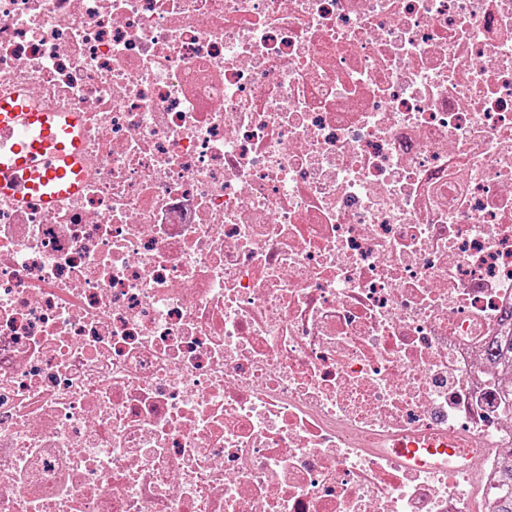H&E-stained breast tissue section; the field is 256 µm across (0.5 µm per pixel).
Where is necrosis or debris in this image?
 <instances>
[{
	"label": "necrosis or debris",
	"mask_w": 512,
	"mask_h": 512,
	"mask_svg": "<svg viewBox=\"0 0 512 512\" xmlns=\"http://www.w3.org/2000/svg\"><path fill=\"white\" fill-rule=\"evenodd\" d=\"M21 88L86 178L0 200V512H494L512 0H0Z\"/></svg>",
	"instance_id": "4bbe7bcc"
}]
</instances>
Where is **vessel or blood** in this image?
Returning a JSON list of instances; mask_svg holds the SVG:
<instances>
[{"label": "vessel or blood", "mask_w": 512, "mask_h": 512, "mask_svg": "<svg viewBox=\"0 0 512 512\" xmlns=\"http://www.w3.org/2000/svg\"><path fill=\"white\" fill-rule=\"evenodd\" d=\"M80 116L40 106L18 91L0 96V197L42 207L79 193Z\"/></svg>", "instance_id": "vessel-or-blood-1"}]
</instances>
